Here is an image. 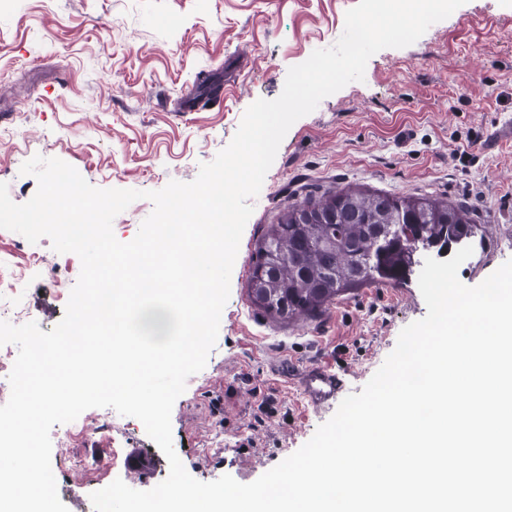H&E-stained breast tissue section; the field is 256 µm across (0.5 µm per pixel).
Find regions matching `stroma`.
Wrapping results in <instances>:
<instances>
[{"mask_svg": "<svg viewBox=\"0 0 512 512\" xmlns=\"http://www.w3.org/2000/svg\"><path fill=\"white\" fill-rule=\"evenodd\" d=\"M358 0H0V182L19 204L37 190L22 164L39 155L72 165L102 189H163L196 179L256 100L276 99L290 67L334 45ZM512 0H466L414 44L368 61L363 81L324 98L282 140L251 205L203 370L174 403L175 450L202 482L250 483L311 439L336 405H308L296 372L321 364L360 393L400 331L425 317L417 278L357 288L312 318L282 322L251 301L252 258L267 225L309 186L426 194L469 205L482 226L458 270L475 286L512 259ZM79 257L49 238L0 229V276H16L22 315L51 331L63 319ZM102 411L86 436L53 445L51 466L69 512L113 480L148 490L169 463L142 423ZM137 450L151 463L128 476ZM95 464L82 479L70 458Z\"/></svg>", "mask_w": 512, "mask_h": 512, "instance_id": "obj_1", "label": "stroma"}]
</instances>
